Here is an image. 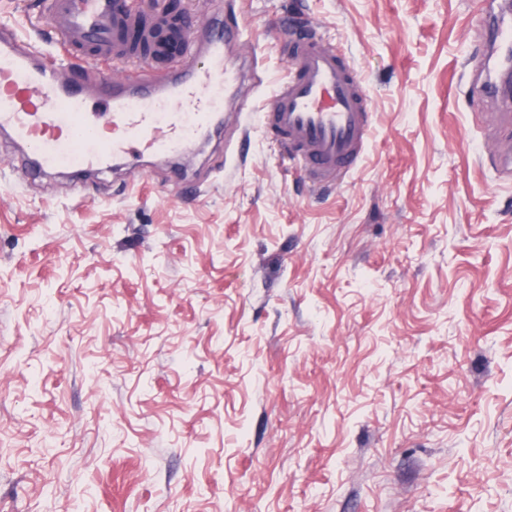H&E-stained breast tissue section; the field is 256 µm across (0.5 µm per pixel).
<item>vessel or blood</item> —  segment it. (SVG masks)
<instances>
[{
	"instance_id": "1",
	"label": "vessel or blood",
	"mask_w": 512,
	"mask_h": 512,
	"mask_svg": "<svg viewBox=\"0 0 512 512\" xmlns=\"http://www.w3.org/2000/svg\"><path fill=\"white\" fill-rule=\"evenodd\" d=\"M57 55L83 70L117 63L140 77L90 98L79 79L0 31V130L27 145L41 170L89 172L113 158L176 153L211 124L240 74L226 51L242 29L215 15L205 39L179 54L156 45L165 23L153 11L119 13L113 0H47ZM294 69L262 116L274 140L301 161L313 183L334 184L355 167L371 132L369 97L358 73L311 34L288 45Z\"/></svg>"
}]
</instances>
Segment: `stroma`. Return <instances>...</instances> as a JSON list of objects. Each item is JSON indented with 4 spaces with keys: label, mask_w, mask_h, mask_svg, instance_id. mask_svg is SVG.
<instances>
[{
    "label": "stroma",
    "mask_w": 512,
    "mask_h": 512,
    "mask_svg": "<svg viewBox=\"0 0 512 512\" xmlns=\"http://www.w3.org/2000/svg\"><path fill=\"white\" fill-rule=\"evenodd\" d=\"M46 0L0 27L52 51ZM256 55L178 157L0 134V512H512V124L485 0H180ZM311 22L373 126L335 187L260 122ZM249 148H242L241 133Z\"/></svg>",
    "instance_id": "stroma-1"
}]
</instances>
